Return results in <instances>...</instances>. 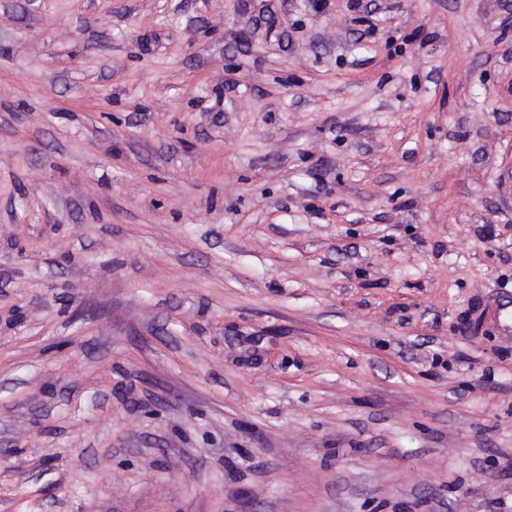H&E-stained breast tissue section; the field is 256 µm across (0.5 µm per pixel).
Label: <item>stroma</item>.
Returning a JSON list of instances; mask_svg holds the SVG:
<instances>
[{"label": "stroma", "instance_id": "obj_1", "mask_svg": "<svg viewBox=\"0 0 512 512\" xmlns=\"http://www.w3.org/2000/svg\"><path fill=\"white\" fill-rule=\"evenodd\" d=\"M505 0H0V512H512Z\"/></svg>", "mask_w": 512, "mask_h": 512}]
</instances>
